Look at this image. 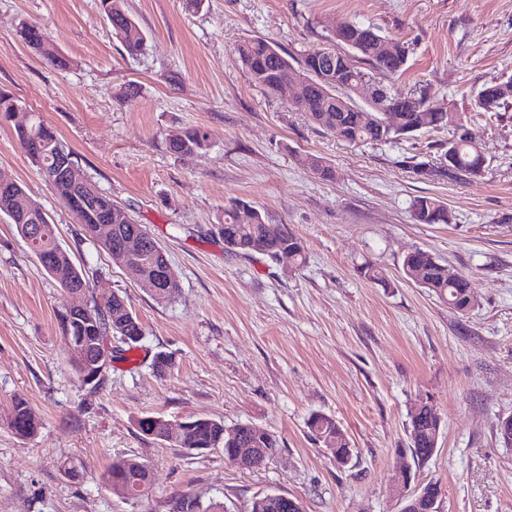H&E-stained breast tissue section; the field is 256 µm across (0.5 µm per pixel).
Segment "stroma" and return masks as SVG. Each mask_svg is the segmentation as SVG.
I'll list each match as a JSON object with an SVG mask.
<instances>
[{
    "label": "stroma",
    "mask_w": 512,
    "mask_h": 512,
    "mask_svg": "<svg viewBox=\"0 0 512 512\" xmlns=\"http://www.w3.org/2000/svg\"><path fill=\"white\" fill-rule=\"evenodd\" d=\"M145 35L128 55L99 0H0V88L24 108L0 126V174L48 214L81 268L85 291L66 294L14 225L0 216V512H172L190 494L250 512L257 496L300 499L305 512H399L391 491L409 411L428 398L443 420L415 484L441 490V512H512V447L496 424L512 415V106L476 115L472 92L512 75V0H125ZM374 25L409 49L394 93L426 91L452 104L487 158L466 182L429 181L447 130L354 146L295 111L292 93L255 84L235 47L262 38L294 58L332 45L337 26ZM40 27L69 59L57 68L17 34ZM39 114L73 151L81 174L146 225L166 251L179 288L154 300L113 264L41 178L16 123ZM206 131L208 145L175 155L178 128ZM322 157L326 181L305 164ZM433 196L454 216L417 224L410 201ZM253 205L303 240L299 267L234 255L212 233L224 211ZM423 250L463 273L476 300L461 314L408 281L402 262ZM380 266L390 287L364 278ZM127 296L143 330L137 349L113 360L99 386L70 358L58 314L72 302ZM173 362L152 368L156 353ZM40 426L7 427L14 396ZM336 419L353 448L338 467L308 428L311 413ZM160 416L251 422L282 451L244 469L223 449L190 452L143 436ZM152 472L148 496L105 490L120 459ZM75 468L79 478L67 470Z\"/></svg>",
    "instance_id": "1"
}]
</instances>
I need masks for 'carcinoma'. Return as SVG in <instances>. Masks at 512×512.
<instances>
[{
    "label": "carcinoma",
    "instance_id": "carcinoma-1",
    "mask_svg": "<svg viewBox=\"0 0 512 512\" xmlns=\"http://www.w3.org/2000/svg\"><path fill=\"white\" fill-rule=\"evenodd\" d=\"M112 33L123 43L130 55L143 48L144 36L134 19L128 14L124 0H101ZM21 40L53 66L65 69L68 60L46 48L48 39L42 29L22 25ZM334 42L346 47L339 52L328 49L318 55H308L301 62L292 64L271 43L263 39H251L238 45L239 58L251 80L269 92H277L288 81L304 77L309 80L307 95L294 104V108L307 114L317 127L336 131L338 136L352 144L364 145L397 140L424 130L448 129V148L443 155L449 156L445 164L435 163L428 169H417V174L432 181H465L481 174L485 158L478 149L473 131L468 135L457 134L452 107H439L424 92L407 95L389 94L386 105L400 112V124L380 129L372 125L367 116L369 105L356 102L354 86L357 81L372 78L365 67H370L383 77L398 75L405 70L408 48L401 40L381 33L377 28L362 22H347L340 35H333ZM512 101V78L484 84L474 93V105L479 112L492 113ZM18 99L0 90V124L12 119ZM21 146L31 142L40 146L32 152V160L39 173L55 194L69 207L78 223L86 225L85 232L92 234V225L110 224L113 227L112 244L99 245L118 266L130 262L119 249L123 236L130 232L139 234L144 245L135 256L141 274L140 286L154 299L166 301L178 291L177 280L161 282L157 272L163 262V254L157 249V241L146 227L137 223L123 207L99 192L91 203L76 198L71 185L55 176L54 166L59 149H67L52 127L35 115L28 131L17 132ZM167 145L174 154L187 155L207 145V134L200 128H185L168 135ZM308 168L320 178L330 180L335 171L316 155L307 160ZM410 215L417 224H450L453 215L446 204L432 196L414 198L409 206ZM41 206L19 184L0 194V215L9 218L19 235L35 223ZM217 234L224 240V247L236 254H260L276 263L299 267L306 262L302 240L286 224H269L254 207L239 203L224 210V223L215 225ZM37 260L48 259L43 269L68 292L74 286L84 284L82 272L74 265L69 253L60 245L53 225L43 224V229L27 243ZM405 266H424L427 271L421 281L425 288L448 307L464 313L475 305L465 276L448 279V272L432 264V256L417 250L403 260ZM62 331L82 347V352L70 357L76 371L83 375L86 367L98 351L115 338L128 348L135 347L142 337V327L132 312L127 299L119 294L100 302L91 299L86 309L74 312L69 308L59 314ZM308 428L325 448L336 447V438L347 439L336 420L324 413L313 412L307 421ZM9 427L20 437L37 433L38 424L32 415L28 401L18 396L12 401ZM173 443L189 451L200 448H222L224 457L231 458L234 448H255L257 454L250 467L259 468L276 458L281 451L278 437L267 429H259L252 423H239L231 427L222 420L198 417ZM434 434L428 418L410 416L408 450L419 459V465L429 461V448L433 447ZM106 488L124 500H137L148 495L152 486L151 471L141 466V459L129 457L113 463L105 475ZM176 512H224V504L211 501L205 505L192 496H180L174 501Z\"/></svg>",
    "mask_w": 512,
    "mask_h": 512
}]
</instances>
